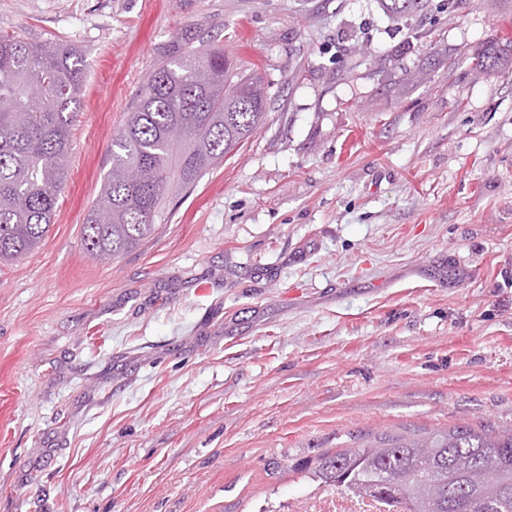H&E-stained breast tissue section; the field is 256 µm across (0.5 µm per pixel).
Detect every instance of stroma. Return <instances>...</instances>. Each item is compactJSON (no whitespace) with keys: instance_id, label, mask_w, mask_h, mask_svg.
Masks as SVG:
<instances>
[{"instance_id":"stroma-1","label":"stroma","mask_w":512,"mask_h":512,"mask_svg":"<svg viewBox=\"0 0 512 512\" xmlns=\"http://www.w3.org/2000/svg\"><path fill=\"white\" fill-rule=\"evenodd\" d=\"M267 95L150 241L100 262L112 139L184 31ZM85 93L40 247L0 266V512H255L292 463L512 426V0H0ZM481 66L512 67V40H505L502 46L491 47L485 51L480 60Z\"/></svg>"}]
</instances>
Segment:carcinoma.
I'll list each match as a JSON object with an SVG mask.
<instances>
[{"label":"carcinoma","mask_w":512,"mask_h":512,"mask_svg":"<svg viewBox=\"0 0 512 512\" xmlns=\"http://www.w3.org/2000/svg\"><path fill=\"white\" fill-rule=\"evenodd\" d=\"M422 0H383L410 14ZM481 65L512 67V40ZM85 87L73 47L0 34V265L40 246L67 180L71 128ZM259 78L236 71L224 49L174 41L112 139V166L83 225L84 248L110 259L156 234L166 201L186 195L263 124ZM354 494L393 497L402 512H512V431L460 425L424 439L326 452L292 465Z\"/></svg>","instance_id":"cac0c4a2"}]
</instances>
